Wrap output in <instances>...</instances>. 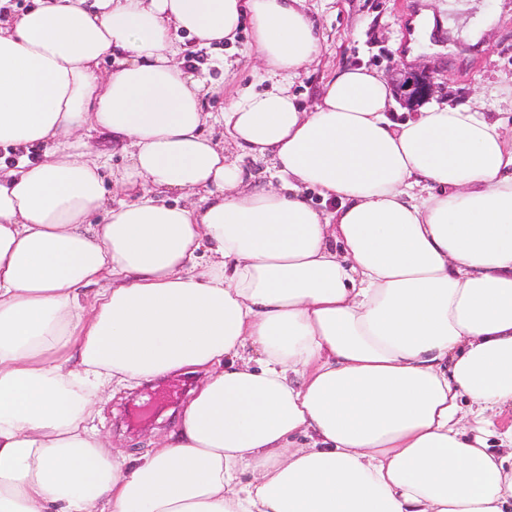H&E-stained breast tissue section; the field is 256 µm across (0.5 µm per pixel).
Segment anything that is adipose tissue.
<instances>
[{
    "label": "adipose tissue",
    "instance_id": "obj_1",
    "mask_svg": "<svg viewBox=\"0 0 512 512\" xmlns=\"http://www.w3.org/2000/svg\"><path fill=\"white\" fill-rule=\"evenodd\" d=\"M11 8L0 512H512L503 118L443 102L394 119L365 65L304 106L286 81L322 51L306 0ZM246 22L274 83L207 111L179 36L209 48ZM246 157L278 185L253 188ZM188 368L179 427L113 455L105 388Z\"/></svg>",
    "mask_w": 512,
    "mask_h": 512
}]
</instances>
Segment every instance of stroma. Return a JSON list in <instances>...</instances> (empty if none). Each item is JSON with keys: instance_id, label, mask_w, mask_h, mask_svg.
<instances>
[{"instance_id": "1", "label": "stroma", "mask_w": 512, "mask_h": 512, "mask_svg": "<svg viewBox=\"0 0 512 512\" xmlns=\"http://www.w3.org/2000/svg\"><path fill=\"white\" fill-rule=\"evenodd\" d=\"M441 20L430 43L420 45L414 58H407L408 23L418 12V0H308L324 51L318 62L301 69L289 83L292 93L314 104L324 77L337 66L364 63L393 77L395 71L428 69L436 77L434 96L505 113L512 126V112L502 98L512 91V0H464L463 9L450 13L448 0H438ZM186 57L199 71L207 72L217 91L207 100L208 109H223L233 91L248 85L266 89L264 71L252 47L250 25H243L235 42L199 51L195 40L183 37ZM195 379L169 376L134 389L105 392L97 429L111 435L113 445L124 454L147 451L153 433L173 428L186 406ZM168 401L160 417L140 430L127 426L133 404L152 401L155 393Z\"/></svg>"}]
</instances>
